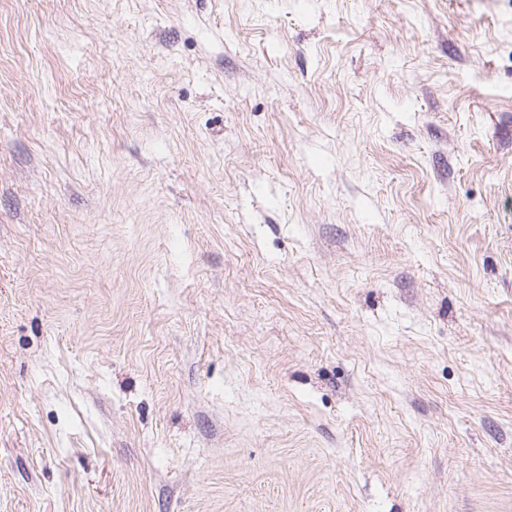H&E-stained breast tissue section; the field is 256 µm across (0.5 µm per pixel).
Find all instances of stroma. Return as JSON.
<instances>
[{
	"mask_svg": "<svg viewBox=\"0 0 512 512\" xmlns=\"http://www.w3.org/2000/svg\"><path fill=\"white\" fill-rule=\"evenodd\" d=\"M0 512H512V0H0Z\"/></svg>",
	"mask_w": 512,
	"mask_h": 512,
	"instance_id": "stroma-1",
	"label": "stroma"
}]
</instances>
